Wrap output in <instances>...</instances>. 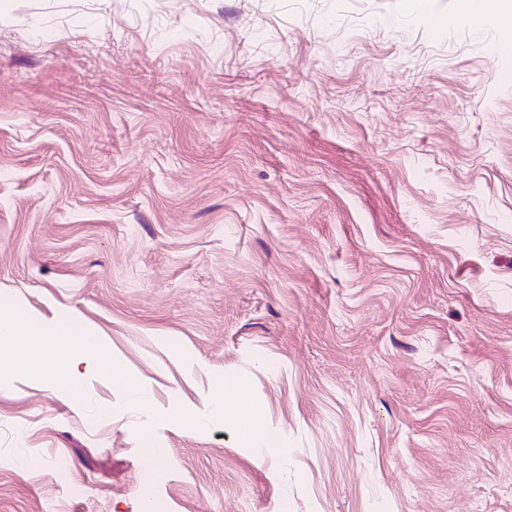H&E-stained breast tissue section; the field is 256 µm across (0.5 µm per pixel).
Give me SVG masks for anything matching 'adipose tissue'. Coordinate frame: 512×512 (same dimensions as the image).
<instances>
[{
    "label": "adipose tissue",
    "instance_id": "ef3b65f1",
    "mask_svg": "<svg viewBox=\"0 0 512 512\" xmlns=\"http://www.w3.org/2000/svg\"><path fill=\"white\" fill-rule=\"evenodd\" d=\"M456 16L469 23L495 21L503 40H512V0H457ZM83 368L123 375L104 341L75 336L65 325L44 327L21 312H0V371L45 373L52 383L71 384Z\"/></svg>",
    "mask_w": 512,
    "mask_h": 512
}]
</instances>
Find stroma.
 Instances as JSON below:
<instances>
[{
    "label": "stroma",
    "instance_id": "35a3bbf8",
    "mask_svg": "<svg viewBox=\"0 0 512 512\" xmlns=\"http://www.w3.org/2000/svg\"><path fill=\"white\" fill-rule=\"evenodd\" d=\"M455 6L0 11V311L125 373L0 374V512H512V44ZM224 394H230L235 399V408L241 434L249 438L262 436V430L254 419V415L242 393L241 388L233 385L230 381H224L223 400ZM223 400L216 405V407L221 411L223 410Z\"/></svg>",
    "mask_w": 512,
    "mask_h": 512
}]
</instances>
